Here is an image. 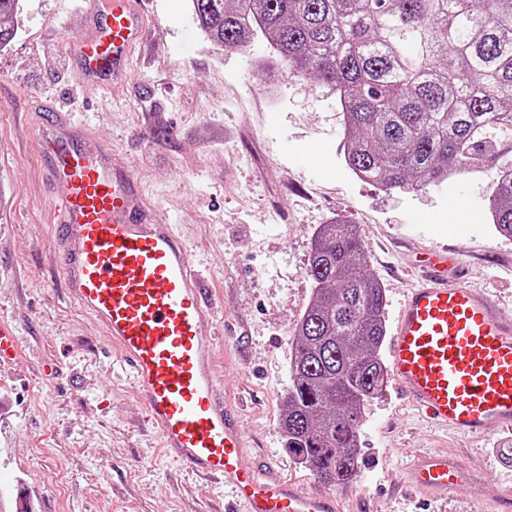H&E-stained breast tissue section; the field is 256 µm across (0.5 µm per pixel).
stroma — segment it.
Masks as SVG:
<instances>
[{"label": "stroma", "mask_w": 512, "mask_h": 512, "mask_svg": "<svg viewBox=\"0 0 512 512\" xmlns=\"http://www.w3.org/2000/svg\"><path fill=\"white\" fill-rule=\"evenodd\" d=\"M134 2L147 38L131 53L130 75L99 88L83 87L73 51L92 24L87 0H22L17 34L0 48V317L24 348L0 362L6 512H225L230 502L229 491L161 453L128 370L65 294L44 223V114L84 127L90 147L129 166L176 224L221 312L215 368L225 402L241 408L247 467L324 488L281 428L320 225L358 227L386 321L427 254L451 246L462 254L455 278L512 317V238L489 216L495 168L422 191L360 180L343 161L335 92L287 76L263 35L244 53L210 42L190 0ZM455 189L479 223L449 220ZM360 445L361 474L337 491L343 512H501L512 494V466L496 455L512 446V431L458 437L390 387L365 404ZM430 451L468 472L449 497L403 484Z\"/></svg>", "instance_id": "35a3bbf8"}]
</instances>
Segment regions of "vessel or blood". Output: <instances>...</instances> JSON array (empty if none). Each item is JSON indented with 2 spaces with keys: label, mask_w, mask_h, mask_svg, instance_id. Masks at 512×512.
Masks as SVG:
<instances>
[{
  "label": "vessel or blood",
  "mask_w": 512,
  "mask_h": 512,
  "mask_svg": "<svg viewBox=\"0 0 512 512\" xmlns=\"http://www.w3.org/2000/svg\"><path fill=\"white\" fill-rule=\"evenodd\" d=\"M89 12L93 27L75 52L82 82L94 87L125 72L145 23L132 0H89ZM40 144L67 294L131 369L164 453L229 489L230 512H342L335 494L244 466L245 430L212 359L218 310L167 214L126 168L86 147L83 128L43 125ZM457 256L454 248L433 256L431 274L409 288L389 340L390 377L435 423L482 436L512 428V319L484 293L449 280ZM18 354L16 332L1 319L0 360ZM410 479L445 496L464 472L431 454Z\"/></svg>",
  "instance_id": "1"
}]
</instances>
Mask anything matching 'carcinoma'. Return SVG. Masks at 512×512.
Returning a JSON list of instances; mask_svg holds the SVG:
<instances>
[{
  "mask_svg": "<svg viewBox=\"0 0 512 512\" xmlns=\"http://www.w3.org/2000/svg\"><path fill=\"white\" fill-rule=\"evenodd\" d=\"M20 0H0V46ZM218 45L262 33L288 75L336 90L344 161L362 180L423 190L451 171L485 168L512 149V0H191ZM489 210L512 237V158ZM307 275L312 302L296 327L281 421L292 449L327 485L359 470L365 402L383 390L385 297L353 224L318 231Z\"/></svg>",
  "mask_w": 512,
  "mask_h": 512,
  "instance_id": "cac0c4a2",
  "label": "carcinoma"
}]
</instances>
